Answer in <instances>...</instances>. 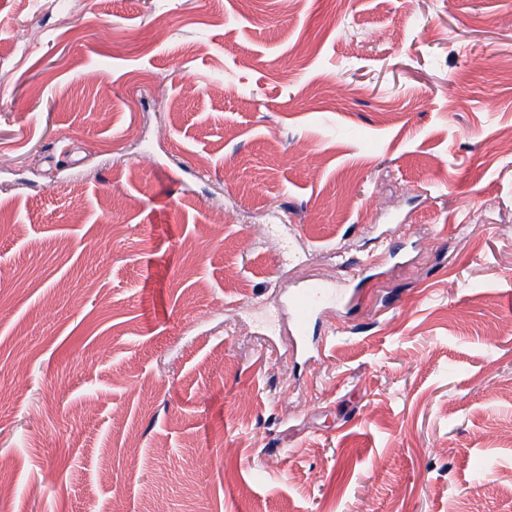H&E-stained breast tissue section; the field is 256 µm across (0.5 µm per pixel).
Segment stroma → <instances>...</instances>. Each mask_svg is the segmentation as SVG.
Here are the masks:
<instances>
[{
	"label": "stroma",
	"instance_id": "stroma-1",
	"mask_svg": "<svg viewBox=\"0 0 512 512\" xmlns=\"http://www.w3.org/2000/svg\"><path fill=\"white\" fill-rule=\"evenodd\" d=\"M1 221L12 512H512V0H0ZM319 284H311L298 289L290 298V308L294 315L296 333L306 337L311 319L322 297Z\"/></svg>",
	"mask_w": 512,
	"mask_h": 512
}]
</instances>
